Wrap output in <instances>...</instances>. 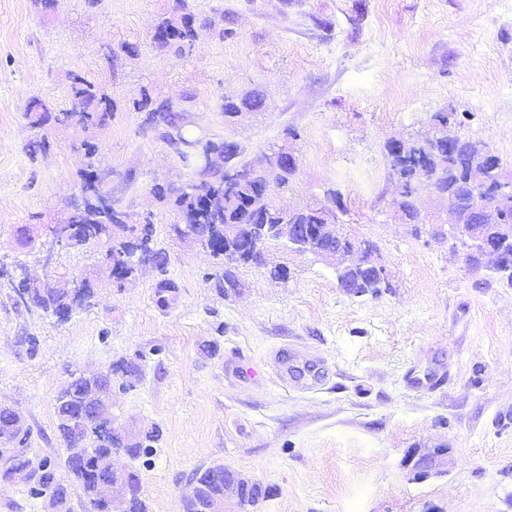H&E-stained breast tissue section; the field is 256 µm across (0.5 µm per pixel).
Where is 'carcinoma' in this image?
I'll return each mask as SVG.
<instances>
[{
  "mask_svg": "<svg viewBox=\"0 0 512 512\" xmlns=\"http://www.w3.org/2000/svg\"><path fill=\"white\" fill-rule=\"evenodd\" d=\"M157 26L171 29L170 39L156 43L160 49H176L183 53L191 48L207 24L199 21L190 10L186 0H179V9L169 16L162 17ZM70 97L73 112L83 114L82 122L86 129H103L114 117L117 105L112 97L100 86L85 77L75 74L71 78ZM264 104L262 95L251 92L237 101L232 97L224 98V116L236 117L242 108L258 109ZM134 108L144 113L143 123H151L173 153L187 166L197 169L199 179L182 187L173 188L156 183L154 196L161 202L170 204L179 215L180 223L186 226V234L180 240L190 242L200 236L214 242L224 241V234L236 235L239 244L245 245L251 236L254 224H323L327 213L324 208L304 206L288 211L277 206L273 200V191L288 189L290 177L295 170L280 166L276 170L257 166L251 161L242 160V153L224 152V141L202 140L185 131L184 116L169 101L155 102L144 98L134 102ZM68 111L53 112L40 100L32 101L25 110V118L34 129L49 124L66 125ZM438 139L427 134L414 139L405 154H397L394 149L384 148L387 159L388 177L398 179H417L421 171L431 164V156ZM195 146L201 153L215 159L209 169H201L195 163L190 147ZM249 169V176L243 180L225 182L228 172L237 169ZM467 168L463 163L453 161L451 180L456 184L455 198L463 204L467 201V192L463 186ZM129 214L117 205L108 208L88 206L76 216H67L71 225L63 249L81 250L93 245L106 246L103 254L110 274H116L121 281L135 279L142 269L151 267L163 275L166 273V252L155 246L152 224H131ZM337 279L355 294L374 293L381 288L371 274L357 267L336 269ZM16 295L25 298L26 305H32L53 317H65L72 311L73 300L69 289L61 288L49 272L42 279H24L11 283ZM214 287L218 294L224 295L238 287V281L231 268L214 275ZM174 281L163 277L155 290V302L166 308L176 292ZM144 370L141 357H120L108 368L96 374L70 376L61 387L56 398L57 429L65 444L69 445L79 435V431H96V425L88 423L79 426L77 418L89 411H97L102 416L109 415V406L98 407L93 395L97 392L112 390V383L121 381V385L132 387L143 378ZM24 417L14 413H5L0 409V436L6 435L15 440V445L25 444L27 432L23 430ZM128 434L117 431L99 435L95 438L94 449L81 460L64 457L61 464H42L38 477L30 486V494L41 497L47 492L57 495L61 504H66L68 486L58 476L63 469L83 493L96 512H112L111 503L99 497V483L112 481V448L125 444ZM132 447L141 449L140 460L148 467L153 463L156 453L155 444L161 439L158 427L151 426L134 435ZM195 484L194 493L183 497L182 512H212L213 501L230 493L237 497L243 507H256L270 498L260 494L256 488L263 483L240 472L230 471L217 463L197 469L191 478ZM125 512H148V506L142 492L139 474L129 476Z\"/></svg>",
  "mask_w": 512,
  "mask_h": 512,
  "instance_id": "obj_1",
  "label": "carcinoma"
}]
</instances>
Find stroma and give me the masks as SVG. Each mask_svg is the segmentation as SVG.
Segmentation results:
<instances>
[{
    "instance_id": "stroma-1",
    "label": "stroma",
    "mask_w": 512,
    "mask_h": 512,
    "mask_svg": "<svg viewBox=\"0 0 512 512\" xmlns=\"http://www.w3.org/2000/svg\"><path fill=\"white\" fill-rule=\"evenodd\" d=\"M189 2L212 26L177 54L151 40L177 0H56L47 11L0 0V258L42 274L16 232L63 221L84 166L73 144L89 137L113 202L150 220L178 287L158 308L157 272L118 284L92 249L58 260L65 280L94 284L91 306L67 321L0 288V403L25 416L24 457H63L55 400L70 374L140 355L144 377L113 390L112 414L162 430L140 471L150 512H180L194 471L214 463L276 488L258 512H512V287L481 281L450 241L397 216L384 151L448 112L452 132L486 142L512 171V0ZM124 46L136 57L113 60ZM74 73L115 100L111 125L29 128L31 98L71 108ZM251 90L264 106L225 120V97ZM145 93L177 103L194 135L240 143L245 160L293 153L298 171L278 204L338 212L344 232L375 248L391 288L351 295L334 267L272 241L266 266H238V293L218 295L215 260L170 235L177 214L151 193L197 175L143 128L133 102ZM43 137L49 149L30 159ZM274 265L287 278H271ZM283 346L330 368L326 385H285L274 361ZM249 367L256 377H240ZM410 368L447 376L429 391L408 384ZM439 444L451 450L445 473L408 481L407 449ZM10 466L0 459V512H51Z\"/></svg>"
}]
</instances>
